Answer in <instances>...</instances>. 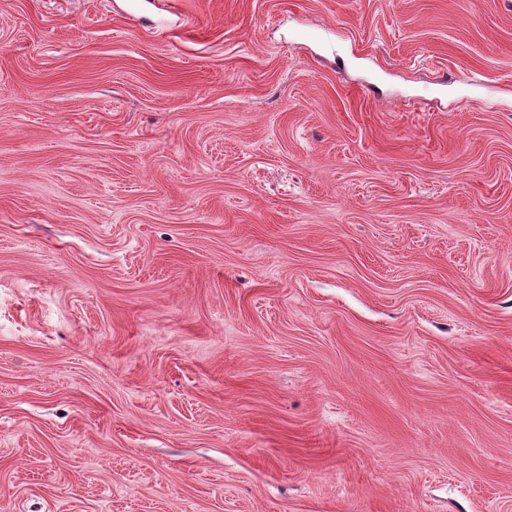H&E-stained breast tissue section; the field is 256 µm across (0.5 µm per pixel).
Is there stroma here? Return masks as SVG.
<instances>
[{"mask_svg":"<svg viewBox=\"0 0 512 512\" xmlns=\"http://www.w3.org/2000/svg\"><path fill=\"white\" fill-rule=\"evenodd\" d=\"M0 0V512H512V0Z\"/></svg>","mask_w":512,"mask_h":512,"instance_id":"stroma-1","label":"stroma"}]
</instances>
